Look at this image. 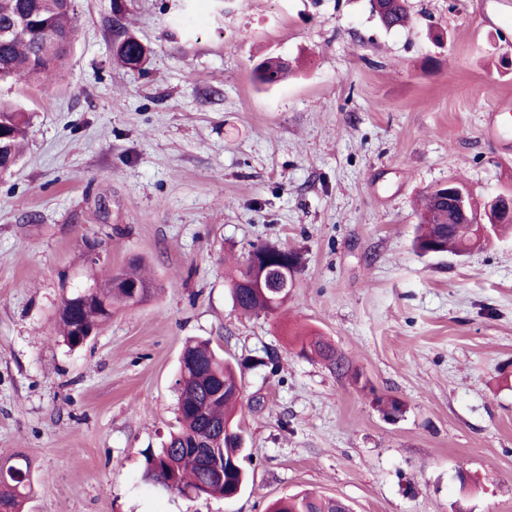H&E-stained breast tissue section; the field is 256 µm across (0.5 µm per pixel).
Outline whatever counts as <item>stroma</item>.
I'll use <instances>...</instances> for the list:
<instances>
[{"label":"stroma","mask_w":512,"mask_h":512,"mask_svg":"<svg viewBox=\"0 0 512 512\" xmlns=\"http://www.w3.org/2000/svg\"><path fill=\"white\" fill-rule=\"evenodd\" d=\"M50 94L0 175V457L33 462L27 512H265L303 490L351 512H512V235L457 257L412 248L424 195L512 190V10L409 0H74ZM149 50L128 69L125 35ZM267 56L288 80L253 79ZM295 252L286 305L244 316L233 262ZM142 260L159 290L87 345L54 332L64 294ZM318 335L346 358L300 352ZM235 363L251 457L232 499L144 477L178 427L183 347ZM405 406L389 420L374 399ZM474 485L461 487L457 472ZM371 10L387 29L402 27L408 20L407 0H370Z\"/></svg>","instance_id":"obj_1"}]
</instances>
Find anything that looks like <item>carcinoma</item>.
I'll use <instances>...</instances> for the list:
<instances>
[{"label": "carcinoma", "instance_id": "obj_1", "mask_svg": "<svg viewBox=\"0 0 512 512\" xmlns=\"http://www.w3.org/2000/svg\"><path fill=\"white\" fill-rule=\"evenodd\" d=\"M371 10L387 29L403 26L408 20V0H370ZM23 17L27 24L19 35L0 39V82L24 78L42 80L57 72L71 43L74 24L72 0H0V28H9ZM148 49L129 36L115 46V55L127 68L136 69L145 62ZM288 70L280 58L261 63L254 74L262 84L277 83ZM30 115L0 104V134L9 148L0 155V174L11 171L23 156ZM512 199L501 194L487 215L488 232L477 224H462L439 191L428 193L421 206L415 248L425 256L430 253L462 255L488 243V233L512 224L501 214L500 207ZM294 253L270 245H257L248 252L243 269L232 279L234 307L243 313L278 311L288 297L268 287L269 268H283L289 277L296 265ZM126 282L142 287L138 299H132ZM156 282L142 273L138 260L108 272L101 283L62 298L57 309L56 329L71 349L88 343L76 335L80 329L97 331L112 319V310L149 300ZM310 350L329 366L346 364L334 346L321 340L304 342L301 350ZM177 387V411L180 428L157 451L145 457L144 477L163 488L185 496L224 498L246 485L243 462L248 458L245 432L236 419L235 410L242 398L241 387L230 360L219 355L207 343L189 344L182 351ZM33 491L32 462L16 452L0 462V512H24ZM268 512H346L339 501L299 493L273 501Z\"/></svg>", "mask_w": 512, "mask_h": 512}]
</instances>
